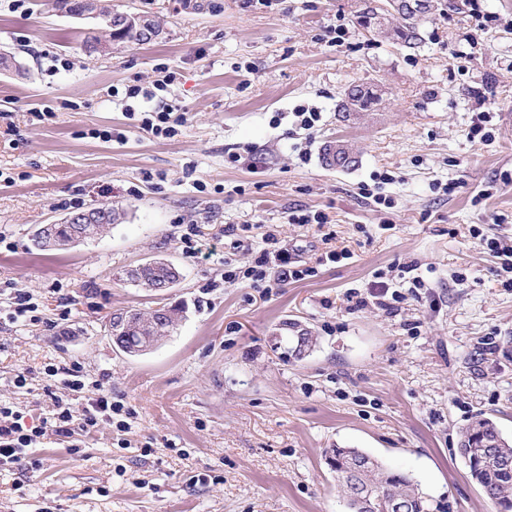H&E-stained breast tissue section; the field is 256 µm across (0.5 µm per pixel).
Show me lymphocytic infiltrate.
Masks as SVG:
<instances>
[{
    "mask_svg": "<svg viewBox=\"0 0 512 512\" xmlns=\"http://www.w3.org/2000/svg\"><path fill=\"white\" fill-rule=\"evenodd\" d=\"M174 81V75L169 73L152 86H131L125 93L130 100L125 108L127 117L136 118L138 129L153 138L170 139L177 136L184 125V117L176 115L174 106L165 102L138 112L131 101L138 97L157 99L158 94L166 91ZM224 233L232 237L234 248L254 256L248 266L225 270L226 282H240L252 288L268 290L274 283L300 281L316 273L315 268L296 264L287 248L279 245L274 234L267 233L262 239H255L246 224L225 225ZM44 374V393L53 404L50 416L31 422L27 419L26 411L13 403L0 401V467L24 464L29 469H37L39 463L31 458V450L51 437L68 441L70 452L79 456L83 450L76 439L77 433L88 434L104 424L115 426L120 431L129 427L132 410L125 408L123 402L113 399L110 391L98 389L95 396H86L80 406L72 402L71 393H83L86 387V374L80 364H50L45 367Z\"/></svg>",
    "mask_w": 512,
    "mask_h": 512,
    "instance_id": "obj_1",
    "label": "lymphocytic infiltrate"
}]
</instances>
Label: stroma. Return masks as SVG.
<instances>
[{"label": "stroma", "instance_id": "1", "mask_svg": "<svg viewBox=\"0 0 512 512\" xmlns=\"http://www.w3.org/2000/svg\"><path fill=\"white\" fill-rule=\"evenodd\" d=\"M112 2L154 16L164 38L92 53L88 25L46 0H0V310L20 289L40 316L0 319V399L48 416L44 366L77 362L134 418L128 432L85 437L83 457L51 439L34 450L38 471H0V512H346L325 459L336 446L411 474L449 512H495L458 442L479 414L512 440V288L471 235L512 237V0H478L493 17L479 31L469 0H440L414 49L363 30L358 0ZM163 67L188 122L159 140L132 126L120 95ZM353 82L385 94L347 124L336 104ZM300 104L321 113L312 135L293 123ZM480 109L493 116L490 145L467 136ZM333 140L352 146L355 167L323 166ZM376 171L394 177L383 187L393 207L359 195ZM104 204L124 223L66 250L33 248L41 225ZM296 207L329 222L288 223ZM187 224L198 227L190 255ZM228 224L275 226L316 276L266 295L225 282V261H251ZM328 232L349 258L324 260ZM158 256L180 270L174 288L120 281ZM411 262L428 297L395 314L349 298ZM162 305L183 311L169 336L140 356L115 347L112 313ZM285 321L311 332L305 355Z\"/></svg>", "mask_w": 512, "mask_h": 512}]
</instances>
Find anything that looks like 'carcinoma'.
Segmentation results:
<instances>
[{"mask_svg": "<svg viewBox=\"0 0 512 512\" xmlns=\"http://www.w3.org/2000/svg\"><path fill=\"white\" fill-rule=\"evenodd\" d=\"M433 8V0H420L418 12H409L401 22L389 31L388 39L408 48H413L421 42L419 32L420 16ZM382 7L367 5L358 11L360 26L364 30L373 29L378 23V15ZM352 102L358 107L354 119H360L364 113L371 111L379 102L369 90L361 84L349 86ZM322 162L328 167H352L357 160L350 157L345 149L335 150L334 146H325ZM111 220L113 224H121L125 219V211L110 204H104L89 210ZM73 225L52 224L50 227L36 231L34 245L46 250L50 247L65 244L71 240ZM181 273L172 263L165 260H154L147 266H138L122 271L120 280L147 290H156L161 285H171L180 280ZM143 313L134 310L124 311V316L111 318L110 328L116 346L130 356H136L146 351L159 341V337L174 328L178 321V312L171 308L164 316V323L158 331L142 328ZM284 330H298L296 356H301L312 345V337L299 324L285 321ZM459 454L462 458L474 460L469 467L470 474L482 489L486 498L500 509V512H512V474L501 470L504 461L512 462V444L505 440L498 431L495 423L489 417L479 415L471 420L461 430ZM369 454L358 448H330L326 451V460L330 468L336 472L341 493H346L352 480L359 481L368 487L372 493L373 503L371 512H387L386 505L397 499L401 502L402 512H431L432 504L429 496L406 472L384 466L378 460H373L371 466L358 476L351 473V462L365 459Z\"/></svg>", "mask_w": 512, "mask_h": 512, "instance_id": "1", "label": "carcinoma"}]
</instances>
